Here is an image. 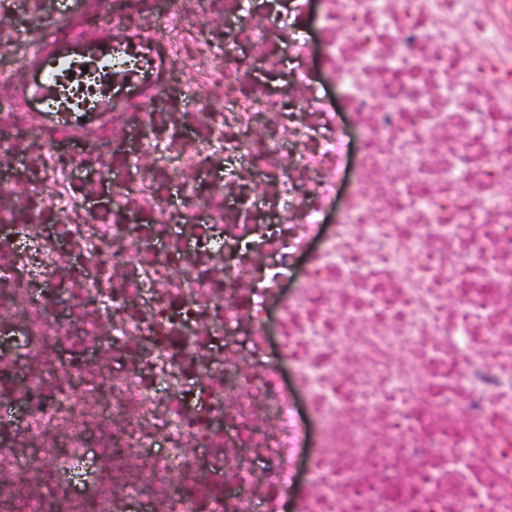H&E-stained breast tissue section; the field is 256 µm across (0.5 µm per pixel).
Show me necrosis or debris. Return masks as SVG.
Segmentation results:
<instances>
[{
  "label": "necrosis or debris",
  "mask_w": 512,
  "mask_h": 512,
  "mask_svg": "<svg viewBox=\"0 0 512 512\" xmlns=\"http://www.w3.org/2000/svg\"><path fill=\"white\" fill-rule=\"evenodd\" d=\"M0 405V512H512V0H0Z\"/></svg>",
  "instance_id": "1"
}]
</instances>
